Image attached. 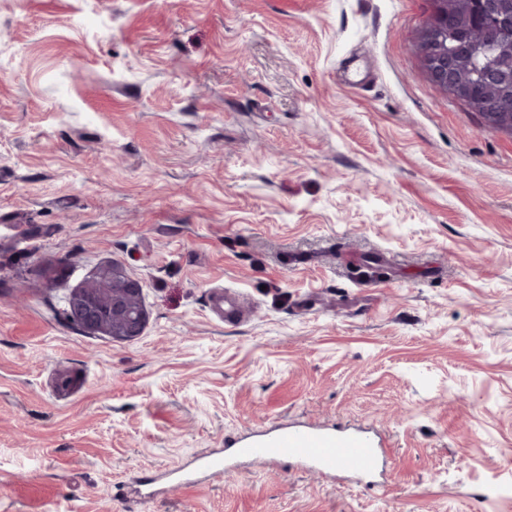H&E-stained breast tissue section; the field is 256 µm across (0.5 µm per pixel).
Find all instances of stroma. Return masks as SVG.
<instances>
[{"instance_id": "1", "label": "stroma", "mask_w": 512, "mask_h": 512, "mask_svg": "<svg viewBox=\"0 0 512 512\" xmlns=\"http://www.w3.org/2000/svg\"><path fill=\"white\" fill-rule=\"evenodd\" d=\"M431 12L0 0V512H512V137L427 80ZM109 264L129 341L58 315ZM300 423L388 482L201 467Z\"/></svg>"}]
</instances>
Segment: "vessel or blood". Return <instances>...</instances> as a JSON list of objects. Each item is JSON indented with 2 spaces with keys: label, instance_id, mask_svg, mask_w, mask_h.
Wrapping results in <instances>:
<instances>
[{
  "label": "vessel or blood",
  "instance_id": "1",
  "mask_svg": "<svg viewBox=\"0 0 512 512\" xmlns=\"http://www.w3.org/2000/svg\"><path fill=\"white\" fill-rule=\"evenodd\" d=\"M382 453L381 441L361 429L295 425L239 438L231 443L227 454L208 456L204 466L220 474L231 457L254 461L285 457L321 475L344 468L369 481L379 468Z\"/></svg>",
  "mask_w": 512,
  "mask_h": 512
}]
</instances>
